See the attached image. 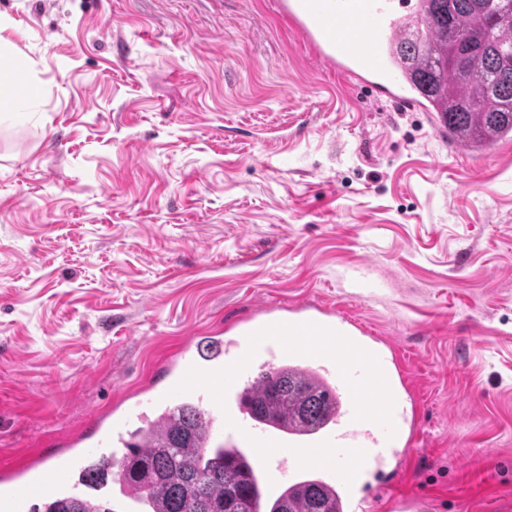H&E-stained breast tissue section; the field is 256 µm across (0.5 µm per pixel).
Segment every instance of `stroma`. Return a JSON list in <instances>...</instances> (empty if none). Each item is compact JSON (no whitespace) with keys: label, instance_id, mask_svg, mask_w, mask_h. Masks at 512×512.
I'll use <instances>...</instances> for the list:
<instances>
[{"label":"stroma","instance_id":"stroma-1","mask_svg":"<svg viewBox=\"0 0 512 512\" xmlns=\"http://www.w3.org/2000/svg\"><path fill=\"white\" fill-rule=\"evenodd\" d=\"M1 98L0 452L256 302L327 301L404 360L403 488L512 512V138L456 150L277 0H0Z\"/></svg>","mask_w":512,"mask_h":512}]
</instances>
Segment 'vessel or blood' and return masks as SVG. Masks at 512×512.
Masks as SVG:
<instances>
[{"label":"vessel or blood","mask_w":512,"mask_h":512,"mask_svg":"<svg viewBox=\"0 0 512 512\" xmlns=\"http://www.w3.org/2000/svg\"><path fill=\"white\" fill-rule=\"evenodd\" d=\"M281 14L316 56L337 74L351 78L373 99L415 105L408 72L395 45L420 20L419 0H279ZM194 337H184L159 385L135 390L114 408L91 414L63 439V453L32 457L21 465H0V512H27L30 498L60 497L81 490L72 472L105 451L144 447L132 427L152 417L174 421L192 405L207 416V438L236 449L268 477L276 501L312 476L335 492L341 512H371L365 490L369 474H382L390 512H425L419 495L397 491L403 471L417 453L421 412L401 358L385 339L371 335L336 306L302 302L285 309L258 305L217 338L212 357L199 359ZM293 369L297 378H316L335 395V408L320 426L306 428L254 413L250 398L258 373ZM117 512H150L142 494L115 496Z\"/></svg>","instance_id":"obj_1"}]
</instances>
